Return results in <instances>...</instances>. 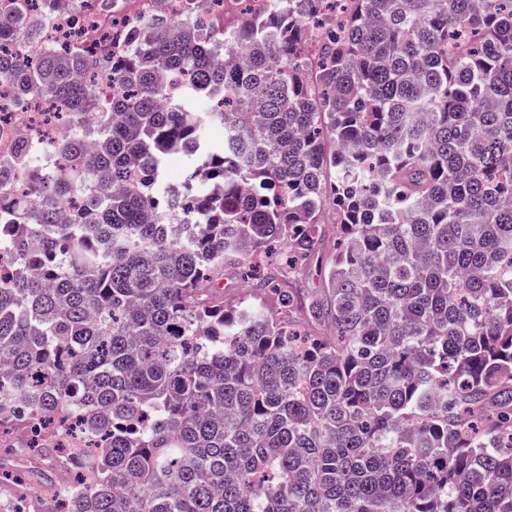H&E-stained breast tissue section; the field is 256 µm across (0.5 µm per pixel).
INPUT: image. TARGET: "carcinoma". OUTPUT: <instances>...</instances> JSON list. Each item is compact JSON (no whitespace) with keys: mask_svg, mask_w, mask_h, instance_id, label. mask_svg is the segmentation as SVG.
<instances>
[{"mask_svg":"<svg viewBox=\"0 0 512 512\" xmlns=\"http://www.w3.org/2000/svg\"><path fill=\"white\" fill-rule=\"evenodd\" d=\"M239 2L119 59L0 52L77 158L0 160V427L78 413L15 442L71 472L53 512H512V0ZM328 207L320 295L208 288L272 242L319 255Z\"/></svg>","mask_w":512,"mask_h":512,"instance_id":"obj_1","label":"carcinoma"}]
</instances>
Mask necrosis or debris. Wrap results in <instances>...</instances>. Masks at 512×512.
<instances>
[{"label": "necrosis or debris", "mask_w": 512, "mask_h": 512, "mask_svg": "<svg viewBox=\"0 0 512 512\" xmlns=\"http://www.w3.org/2000/svg\"><path fill=\"white\" fill-rule=\"evenodd\" d=\"M184 0H119L118 8L100 11L96 0H0V22L20 21L27 37L4 42L1 47L23 59L45 48L68 45L88 51L128 44V36L147 18H177ZM57 104L35 96L18 102L10 80L0 81V157L9 155L17 139H28L54 166L69 164L59 150L63 131L53 124Z\"/></svg>", "instance_id": "obj_1"}]
</instances>
